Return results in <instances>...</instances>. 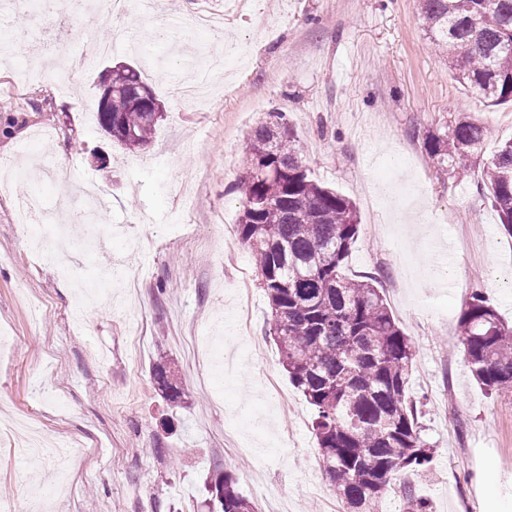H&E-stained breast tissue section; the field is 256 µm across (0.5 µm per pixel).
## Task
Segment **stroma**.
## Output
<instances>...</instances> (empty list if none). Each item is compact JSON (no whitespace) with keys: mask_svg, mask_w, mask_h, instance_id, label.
<instances>
[{"mask_svg":"<svg viewBox=\"0 0 512 512\" xmlns=\"http://www.w3.org/2000/svg\"><path fill=\"white\" fill-rule=\"evenodd\" d=\"M225 19L224 67L207 107L179 109L170 85L205 65L208 35L186 25L198 9ZM73 28L66 50L85 51L83 29L111 24L97 4L61 8ZM134 44L95 59L69 90L16 70L56 51L41 22L27 24L0 65V165L19 178L0 185V336L14 339L0 360V420H26L66 443L72 476L56 512H211L207 478L229 473L258 512H338L312 430L314 410L289 382L267 332L269 308L253 290V341L224 377L204 356V339L240 350L235 284L257 271L244 245L224 244L237 225L235 189L248 134L270 112L286 113L311 177L351 198L361 231L345 273L376 277L415 346L409 391L421 404L427 470L395 482L384 512H407L411 483L431 512H512V390L489 393L473 379L457 320L481 291L512 325V235L483 188L482 170L512 138V104L487 106L466 93L435 51L418 0H159L151 16L129 11ZM140 68L163 107L150 143L129 151L88 121L98 72ZM467 117L484 126L480 154L466 169L427 158L428 131ZM66 165L48 176L38 157L54 149ZM94 180L110 201L107 240L86 238L73 210L57 219L77 256L68 271L26 243L16 201L52 198ZM196 198L184 211L175 188ZM426 196L433 230L415 233L392 197ZM452 244V274L436 275L434 240ZM132 264L142 280L116 288L75 322L78 289H97L108 266ZM167 364L182 392L167 402L152 378ZM53 457L28 459L0 448V503L28 512L32 493L54 480Z\"/></svg>","mask_w":512,"mask_h":512,"instance_id":"stroma-1","label":"stroma"}]
</instances>
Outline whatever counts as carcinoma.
<instances>
[{
	"instance_id": "obj_1",
	"label": "carcinoma",
	"mask_w": 512,
	"mask_h": 512,
	"mask_svg": "<svg viewBox=\"0 0 512 512\" xmlns=\"http://www.w3.org/2000/svg\"><path fill=\"white\" fill-rule=\"evenodd\" d=\"M431 42L470 93L495 106L512 101V0H419ZM142 78L131 66L106 67L120 116L112 139L133 150L149 142L154 111L128 106ZM485 129L467 119L429 134L428 156L465 168ZM500 223L512 234V138L484 169ZM236 189L242 197L240 239L255 260L270 306L268 332L290 382L314 408L313 431L323 467L343 512H380L402 470L427 466L433 449L422 434L420 408L408 396L414 347L375 278L355 280L344 264L360 221L355 204L311 179L296 130L281 112L248 135ZM459 343L483 389H512V326L476 290L458 318ZM172 401L181 394L170 370L154 372ZM220 512H257L232 475L218 485Z\"/></svg>"
}]
</instances>
